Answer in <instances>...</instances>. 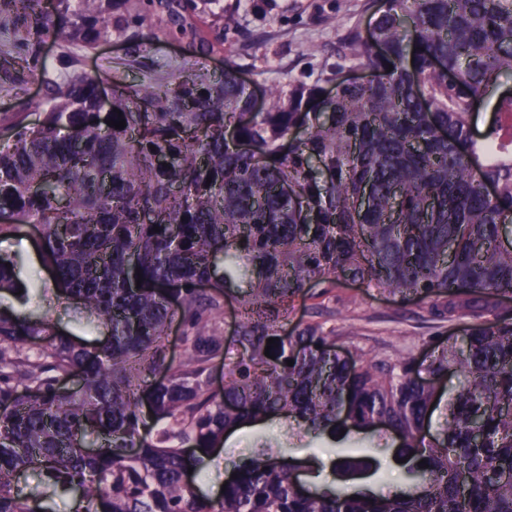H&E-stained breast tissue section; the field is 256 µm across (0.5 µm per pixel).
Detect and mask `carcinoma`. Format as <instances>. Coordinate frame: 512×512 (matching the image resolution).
I'll use <instances>...</instances> for the list:
<instances>
[{"mask_svg": "<svg viewBox=\"0 0 512 512\" xmlns=\"http://www.w3.org/2000/svg\"><path fill=\"white\" fill-rule=\"evenodd\" d=\"M119 2L57 0L50 14L43 0H0L37 35L88 51L114 29L143 37L146 17ZM147 2L173 36L213 49L196 22L207 0ZM343 56L369 79L323 69L264 112L231 64L213 78H114L106 111L101 75L66 77L38 122L0 142V233L38 227L60 298L107 331L89 344L0 306V512H51L47 493L77 487L84 512H512V318L500 313L512 247L499 241L512 223V95L498 92L512 75V0H386ZM119 118L125 128L107 125ZM228 131L252 152L227 149ZM218 268L224 288L199 287ZM337 277L402 302L434 297L433 317L470 325L438 337L427 361L411 347L345 359L314 320L284 333L309 284ZM3 291L23 305L38 293L0 256ZM227 295L239 301L233 360L218 325ZM176 319L178 362L167 353ZM451 372L462 380L439 394L423 382ZM74 373L77 393L59 386ZM273 415L332 446L335 473L373 464L355 448L397 443L404 486L356 500L296 483L298 459L262 452L220 497L192 491L188 469ZM31 467L44 491L23 495L15 480Z\"/></svg>", "mask_w": 512, "mask_h": 512, "instance_id": "cac0c4a2", "label": "carcinoma"}]
</instances>
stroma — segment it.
<instances>
[{
    "instance_id": "35a3bbf8",
    "label": "stroma",
    "mask_w": 512,
    "mask_h": 512,
    "mask_svg": "<svg viewBox=\"0 0 512 512\" xmlns=\"http://www.w3.org/2000/svg\"><path fill=\"white\" fill-rule=\"evenodd\" d=\"M382 7L383 0H213L210 11L203 15L204 30L223 29L222 18L229 14L237 16L238 25L223 30V44L204 56L193 54L158 20L153 22L148 40L135 42L128 33L116 31L110 40L85 52L50 36L17 40L12 18L1 15L0 59L18 60L21 66L10 72L0 69V138H7L16 122L38 120L45 85L58 76L52 64L63 55L71 58L72 68L78 72H108L113 63H121V72L132 86L157 77L172 80L188 68L218 75L230 63L248 93L265 108L282 85L314 81L326 66H338L340 76L348 79L363 77L365 69L341 59L339 53L352 30H370ZM0 255L17 259L21 280L39 287L40 294L31 305L35 314L48 317L72 336L84 340L97 337V330L86 325L73 304L58 299V284L41 257L37 228L27 226L17 234L0 235ZM426 309V303L403 304L377 289L341 280L328 291L322 284L313 285L306 297L296 302L288 325L293 328L314 318L325 330L339 335L358 330L360 346L370 357L389 344L398 348L412 344L422 354L430 350L434 337L459 334L465 326L461 320L434 321ZM266 443L290 449L293 456L305 461L303 479L309 485L334 482L330 458L296 422L277 418L229 435L214 460L194 477V486L218 497L233 464L254 456ZM372 454L378 470L348 481L349 489L380 492L404 484V473L395 463L392 449L376 448Z\"/></svg>"
}]
</instances>
